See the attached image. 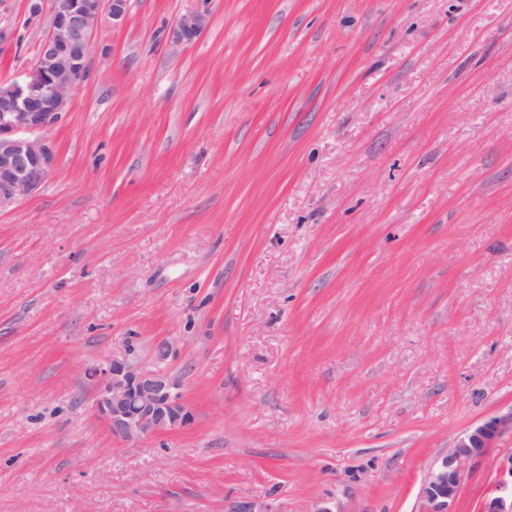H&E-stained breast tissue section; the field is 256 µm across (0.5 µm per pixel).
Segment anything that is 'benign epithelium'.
<instances>
[{"instance_id":"obj_1","label":"benign epithelium","mask_w":512,"mask_h":512,"mask_svg":"<svg viewBox=\"0 0 512 512\" xmlns=\"http://www.w3.org/2000/svg\"><path fill=\"white\" fill-rule=\"evenodd\" d=\"M129 0H51L49 29L20 82L0 84V209L36 193L54 167L45 133L69 111L73 93L87 82L93 39L103 17L122 22ZM207 15L190 11L173 30L189 43L205 29ZM94 387L92 407L112 436L137 443L188 424L179 380L127 358H106L84 372ZM512 434V410L464 431L426 477L418 512H450L448 506L470 463ZM497 494L482 512H512V452L498 461Z\"/></svg>"}]
</instances>
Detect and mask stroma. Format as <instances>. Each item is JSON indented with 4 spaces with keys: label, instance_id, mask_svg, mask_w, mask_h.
Listing matches in <instances>:
<instances>
[{
    "label": "stroma",
    "instance_id": "stroma-1",
    "mask_svg": "<svg viewBox=\"0 0 512 512\" xmlns=\"http://www.w3.org/2000/svg\"><path fill=\"white\" fill-rule=\"evenodd\" d=\"M50 9L0 0V83ZM47 137L0 210V512H417L512 409V0H131ZM163 338L193 419L123 442L83 371ZM207 16L199 11H190L182 15L173 30V39L177 43H189L205 29ZM507 433L512 435V409L464 431L427 475L417 512H451L449 503L468 473L470 463L491 448H497L498 441Z\"/></svg>",
    "mask_w": 512,
    "mask_h": 512
}]
</instances>
